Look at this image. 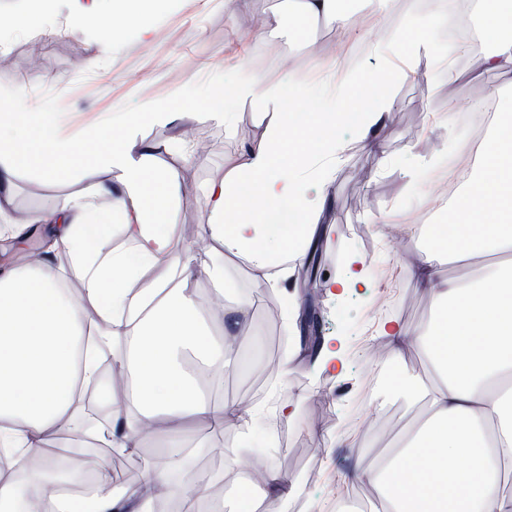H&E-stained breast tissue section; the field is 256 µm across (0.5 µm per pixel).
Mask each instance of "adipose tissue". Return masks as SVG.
<instances>
[{
  "instance_id": "adipose-tissue-1",
  "label": "adipose tissue",
  "mask_w": 512,
  "mask_h": 512,
  "mask_svg": "<svg viewBox=\"0 0 512 512\" xmlns=\"http://www.w3.org/2000/svg\"><path fill=\"white\" fill-rule=\"evenodd\" d=\"M168 0H72L77 20L106 36L145 31ZM291 17L310 24L326 19L337 30L355 25L348 0H284ZM481 26L494 44L487 69L512 74V0H477ZM444 19L441 0H431L423 19L406 20L387 37L388 52L416 73L431 25ZM388 71L343 72L326 91L289 71L274 81L237 79L222 87L190 83L175 97L149 105L152 121L175 123L184 107L203 105L210 117L232 127L234 104L254 98L275 110L261 137L241 148L237 164L211 180L205 191L208 229L228 256L245 258L257 283H275L302 264L321 237L324 195L313 192L305 171L335 161L345 143L341 128L370 136L392 105L391 95L373 97L372 86ZM324 99L322 109L301 113L299 104ZM55 112H34L0 102V220L20 170L46 180L104 165L118 183L93 182L64 207L44 208L16 222L17 231L52 224L70 256V269L50 264L18 267L0 275V512H14L19 489L40 500L45 512H153L149 486L164 483L150 469L143 489L121 490L109 478L81 493L54 490L43 475L16 480L24 461L41 454L47 436L82 427L78 384L98 376L101 346L128 342L130 404L112 409L123 433L111 445L126 448L127 431L154 420L208 418L216 430L257 411L209 403L201 395L194 365L224 371L236 360L231 342L251 303L224 305V339L216 341L199 316L200 304L182 284L192 262L174 252V215L186 200L181 180L157 159V146L111 123L71 139L58 132ZM124 241L113 245V231ZM432 248L414 270L432 300L435 316L417 335L383 327L394 352L417 347L427 359L424 379L398 378V385L424 404L420 417L364 473L373 485L371 512H512V119L500 121L479 152L477 176L449 211L431 225ZM478 261L481 272L466 280L441 278L436 259ZM79 272L84 296L69 288ZM156 272L153 287L141 278ZM98 320L85 316L86 303ZM291 488L269 473L255 481L244 471L236 489L237 512H281Z\"/></svg>"
}]
</instances>
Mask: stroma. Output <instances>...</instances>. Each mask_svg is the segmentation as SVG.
I'll return each instance as SVG.
<instances>
[{
  "label": "stroma",
  "mask_w": 512,
  "mask_h": 512,
  "mask_svg": "<svg viewBox=\"0 0 512 512\" xmlns=\"http://www.w3.org/2000/svg\"><path fill=\"white\" fill-rule=\"evenodd\" d=\"M281 2L250 0L248 13L236 17L226 0H171L148 34L128 32L105 39L74 19L70 0H54L38 31L13 22L25 0H0V74L13 79L0 94L24 105L44 100L46 111L63 114L62 133L77 138L108 117L136 114L170 99L192 78L274 80L290 67L327 87L332 73L323 68L324 60L341 66L352 59L361 71L383 67L376 44L419 8V0H401L399 11L383 20L361 13L358 24L344 35H337L335 25L326 21L300 35ZM253 21L264 34L243 44L237 29ZM426 40L430 52L421 57L417 73L394 82L392 108L374 132L376 149L349 138L328 176L315 167L308 172L310 180L323 181L328 199L322 224L327 241L323 271L332 278L342 276L354 254L370 274L368 287L358 293L322 295L324 334L343 346L346 369L341 373L322 369L317 353L308 352L299 336V289L285 278L273 288L256 284L246 260L225 259L222 245L207 235L204 188L236 164L243 144L260 138L271 119L266 106L257 99L236 105L229 129L223 120L201 114L174 124L144 120L136 126L137 136L159 145V160L186 186L175 238L178 254L193 259L194 273L186 286L202 304L201 317L214 335H223L225 300L208 274L209 268L223 267L234 297L257 299L237 331L238 351L266 354L278 349L279 368L268 375L267 362L260 361L253 372L234 370L224 377L219 401L261 407L258 424L218 434L207 419H193L187 434L190 446L175 456L164 451L169 441L164 423L136 438L139 463L125 487H140L150 465H161L170 475L187 467L208 476L209 498L219 501L223 512H234L241 470L259 465L291 482L286 512H338L374 499L372 484L354 479L353 465L367 467L422 409L390 377H424L429 372L421 353L409 349L395 355L380 331L384 322L394 321L416 333L433 317L431 299L411 275L428 250L418 215L428 208L433 223L445 222L449 203L443 191L455 182L457 167L478 171L464 127L474 98L485 94L497 114L512 101V74L487 70L478 50L447 56V24L430 29ZM19 54L35 57V65L15 69L13 59ZM191 128L212 134L217 147L188 159L170 150V143L184 139ZM111 178L103 167L93 176L78 173L61 182L22 173L14 180L11 208L32 212L61 206L90 180ZM284 400L291 402L292 416H281Z\"/></svg>",
  "instance_id": "obj_1"
}]
</instances>
